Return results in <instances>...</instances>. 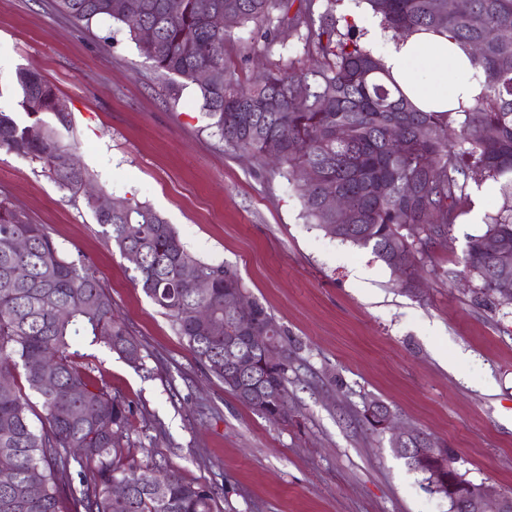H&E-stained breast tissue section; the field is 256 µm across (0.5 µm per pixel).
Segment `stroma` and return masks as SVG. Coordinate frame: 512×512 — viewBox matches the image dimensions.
I'll list each match as a JSON object with an SVG mask.
<instances>
[{"mask_svg":"<svg viewBox=\"0 0 512 512\" xmlns=\"http://www.w3.org/2000/svg\"><path fill=\"white\" fill-rule=\"evenodd\" d=\"M283 54L305 67L317 59L294 40L267 45L252 25L225 46L244 81ZM21 69L67 105L62 141L98 190L151 205L191 253L236 269L288 330L299 415L281 426L204 372L81 200L39 160L1 149L0 200L44 225L65 255L92 262L141 346L138 369L84 350L97 382L132 402L133 441L160 449L186 480L220 486V512H449L388 435L363 423L379 400L399 425L452 448L466 479L495 497L512 492V305L464 267L500 195L480 200L481 220L457 218L409 290L371 249L306 223L296 183L227 150L197 85L154 70L125 25L76 23L56 0H0V112L26 125Z\"/></svg>","mask_w":512,"mask_h":512,"instance_id":"35a3bbf8","label":"stroma"}]
</instances>
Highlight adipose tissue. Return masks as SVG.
<instances>
[{"instance_id":"obj_1","label":"adipose tissue","mask_w":512,"mask_h":512,"mask_svg":"<svg viewBox=\"0 0 512 512\" xmlns=\"http://www.w3.org/2000/svg\"><path fill=\"white\" fill-rule=\"evenodd\" d=\"M365 24L388 84L397 86L417 110L461 113L483 93L484 76L470 50L446 32L419 28L385 39L373 19Z\"/></svg>"}]
</instances>
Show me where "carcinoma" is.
Wrapping results in <instances>:
<instances>
[{
    "label": "carcinoma",
    "mask_w": 512,
    "mask_h": 512,
    "mask_svg": "<svg viewBox=\"0 0 512 512\" xmlns=\"http://www.w3.org/2000/svg\"><path fill=\"white\" fill-rule=\"evenodd\" d=\"M382 28L396 34L442 29L469 47L482 44L474 60L484 70L485 91L452 126L449 112H420L389 87L374 54L360 43L355 22L336 17V0L314 15L312 2L293 16L289 0H58V8L87 26L108 19L128 28L130 39L156 70L198 84L210 126L232 151L251 154L270 173L299 182L302 214L326 235L373 253L415 287L427 246L448 242V231L470 202V184L500 183L503 203L486 218L484 233L468 241L464 263L485 290L512 304V38H486L490 28L512 30V0H470L466 13L440 12L448 0H365ZM232 18L217 29L215 15ZM250 24L274 33L286 47L292 38L314 48L319 65L292 59L270 62L244 83L228 66L224 46ZM156 33L153 48L140 40L142 27ZM216 73L197 83L195 72ZM21 107L30 116L53 113L69 129L60 98L37 73L20 69ZM305 84L306 95L294 94ZM397 124L404 146L393 150L388 129ZM0 149L30 155L48 167L58 185L76 195L92 180L72 163L73 153L57 129L38 121L21 126L0 112ZM276 153L269 166L267 153ZM352 197L357 219L347 222L324 207L326 185ZM101 234L121 256H139L135 281L167 315L200 366L239 401L276 424L297 411L289 385L294 378L285 328L258 302L237 313L230 301L245 294L237 272L191 254L167 219L146 203L101 211L83 195ZM28 242L19 252L14 242ZM495 239L497 255L483 250ZM67 314L60 315V310ZM254 336L274 337L271 363ZM105 347L134 368L141 348L112 307V298L85 259H70L46 228L0 201V512H218L216 489L185 480L159 452L139 458L131 451L132 402L96 384L79 359V346ZM244 349L245 364L224 358ZM22 370L28 391L15 383ZM35 395L43 410L41 429L30 419ZM81 448L76 456L70 449ZM456 458L437 479L426 465L430 491L453 502L448 478ZM41 477L31 483V473ZM128 492L117 497L116 482Z\"/></svg>",
    "instance_id": "cac0c4a2"
}]
</instances>
